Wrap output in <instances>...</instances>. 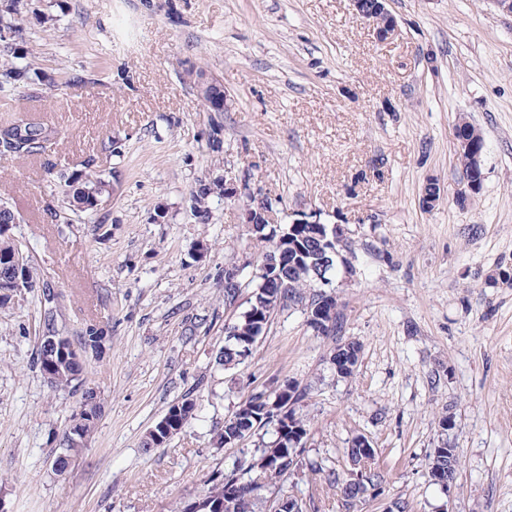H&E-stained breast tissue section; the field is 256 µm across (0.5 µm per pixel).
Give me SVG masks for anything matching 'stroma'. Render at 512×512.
Instances as JSON below:
<instances>
[{"label": "stroma", "instance_id": "stroma-1", "mask_svg": "<svg viewBox=\"0 0 512 512\" xmlns=\"http://www.w3.org/2000/svg\"><path fill=\"white\" fill-rule=\"evenodd\" d=\"M386 7L399 33L381 43L352 0H0L34 67L80 79L68 95H0V126L34 119L56 132L42 155L0 159V199L20 218L11 234L40 273L0 310V512H180L262 443L218 447L225 418L286 380L309 392L302 464L253 512L288 495L304 512H512V14L491 0ZM189 68L219 80L234 109L208 111ZM462 117L484 139L483 185L463 205ZM114 136L123 157L103 148ZM228 166L249 170L285 220L316 211L343 229L342 337L362 346L351 377L299 304L275 311L243 364H217L261 264L238 202L194 215L192 191ZM59 169L109 181L95 222L51 217ZM431 181L441 196L427 208ZM231 264L243 284L234 309ZM46 288L71 340L90 324L106 338L85 369L102 412L62 473L53 462L82 391L50 389L36 363ZM188 394L194 418L147 445ZM359 434L384 482L349 506L325 471L346 472ZM445 444L460 459L448 490L428 469Z\"/></svg>", "mask_w": 512, "mask_h": 512}]
</instances>
